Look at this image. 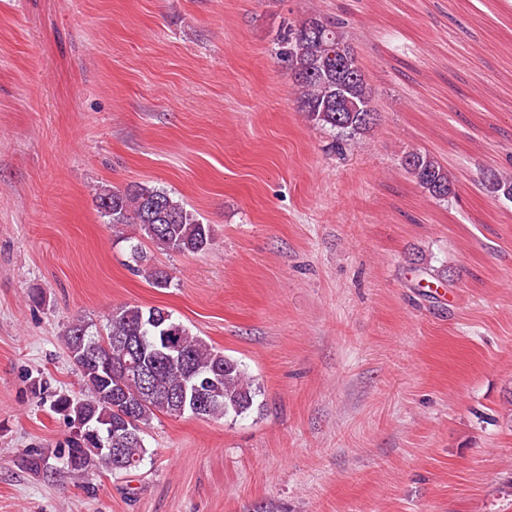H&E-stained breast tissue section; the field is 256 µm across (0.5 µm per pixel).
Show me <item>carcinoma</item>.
<instances>
[{"mask_svg":"<svg viewBox=\"0 0 512 512\" xmlns=\"http://www.w3.org/2000/svg\"><path fill=\"white\" fill-rule=\"evenodd\" d=\"M278 58L290 70L296 87L297 111L306 119L336 134L341 150L369 131L377 112L367 87L363 65L349 40L345 20L339 16L311 13L297 23H288L277 39ZM346 50L336 67V48ZM404 171L429 197L446 201L456 195L448 169L434 156L411 150L400 161ZM484 185L512 200V175L489 170ZM98 208L112 228L137 224L158 248L180 254H197L213 242L212 228L197 220L170 194L148 184L124 189L99 187ZM137 273L153 288L167 289L172 280L161 267L143 262L139 247L132 246ZM174 329L185 354L182 364L160 359L153 337ZM67 356L77 366L81 384L75 396L53 400L56 413H64L73 425L98 431L99 437L77 436L68 447L54 454L56 463L82 471V462L92 457L90 467L111 473L136 469L148 454L144 436L160 415L178 416L182 402L194 399L188 380L196 381L206 394L205 418L242 416L251 411L260 386L236 359L213 348L191 333L161 307L121 305L106 316L105 331L93 329L84 320L72 322L61 336ZM128 426L130 436L115 444L118 451L94 452L106 442L109 428Z\"/></svg>","mask_w":512,"mask_h":512,"instance_id":"carcinoma-1","label":"carcinoma"}]
</instances>
